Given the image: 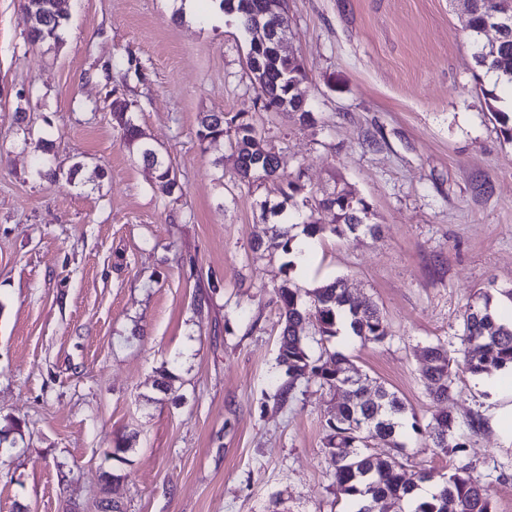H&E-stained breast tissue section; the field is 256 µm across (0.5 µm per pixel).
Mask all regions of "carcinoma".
<instances>
[{"label":"carcinoma","mask_w":512,"mask_h":512,"mask_svg":"<svg viewBox=\"0 0 512 512\" xmlns=\"http://www.w3.org/2000/svg\"><path fill=\"white\" fill-rule=\"evenodd\" d=\"M28 2L32 20L30 40L58 39L66 18L53 10L52 0ZM250 2L249 11L243 8V0L236 2V20L244 31L248 28L251 13L261 8L262 0ZM506 12L512 15V0H476L470 35L476 64L488 72L500 73L506 83L512 85V37L495 47H486L479 41L483 22ZM261 64V74L253 79L270 94V98L262 99L263 108L287 112L302 122L311 121L313 113L297 112L293 106L292 82L304 80L302 64L274 51L264 52ZM498 101V95L489 93L488 108L500 124L501 133L512 141V114L498 108ZM116 124L121 140L154 171L157 187L163 194L172 195L177 184L172 166L156 154H147L148 147L138 140V129L124 114L117 116ZM226 124L233 128L234 145L255 160L253 175H271L275 183L286 182V188L280 189V193L290 201L303 193V174L284 177L280 158L263 147L254 126L238 115L228 120L215 113L201 116L197 132L200 142L224 137ZM369 213V205L361 198L328 195L314 201L303 232L310 238L326 232L339 237L360 233L374 235L379 231V225L368 223ZM295 242L296 237L290 230L283 229L267 241L258 242L257 247L288 256L294 253ZM497 292L492 283L480 290L467 304L462 316L460 360L475 374L512 365V321L498 317L493 304ZM276 296L281 309L277 364L288 375V383L278 386L275 396L286 399L298 379L317 380L342 396L336 416L327 420L324 447L336 495L347 502L349 512H384L390 501L408 504L409 512H494L489 485L475 473L476 463L469 458L467 443L457 433L456 421L447 411L437 410L423 423L396 393L386 387L378 385L364 392L347 385L348 371L356 369L348 356L325 349L317 356L313 354L306 331L308 325L313 327L316 343L320 345L346 329L363 343L384 342L389 335L388 327L373 302H360L351 297L341 278L305 293L288 281L276 289ZM423 355L426 364L421 378L433 401L439 404L451 396L452 365L457 359L441 344L425 347ZM409 430L423 437L436 453L458 461V465L443 477L437 492L429 497H420L414 491L417 484L427 482L426 474H419L417 482L413 483L406 477L397 456L380 457L364 451L372 438L389 440L400 451L404 448L402 438Z\"/></svg>","instance_id":"carcinoma-1"}]
</instances>
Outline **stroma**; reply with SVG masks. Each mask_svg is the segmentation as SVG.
Here are the masks:
<instances>
[{
	"label": "stroma",
	"mask_w": 512,
	"mask_h": 512,
	"mask_svg": "<svg viewBox=\"0 0 512 512\" xmlns=\"http://www.w3.org/2000/svg\"><path fill=\"white\" fill-rule=\"evenodd\" d=\"M23 3L0 0V429L22 425L0 443V512H103L111 469L123 512H346L323 444L335 396L301 380L287 403L274 397L288 380L275 290L341 277L376 303L384 342L341 335L328 348L424 421L423 348L457 351L464 307L488 284L512 309V142L488 109L462 0H288L286 50L315 117L304 125L263 109L231 17L177 23L176 0H68L60 41L41 43ZM121 56L142 76L106 73ZM110 83L181 192L158 191L121 141ZM206 112L249 119L285 173L303 167L309 199L364 198L380 234L317 236L304 276L254 249L277 222L261 201L283 197L239 180L229 139L199 142ZM165 372L176 397L156 388ZM454 387L444 407L494 512H512L501 402L461 366ZM120 437L131 447L115 463ZM401 460L438 477L452 466L415 434Z\"/></svg>",
	"instance_id": "obj_1"
}]
</instances>
